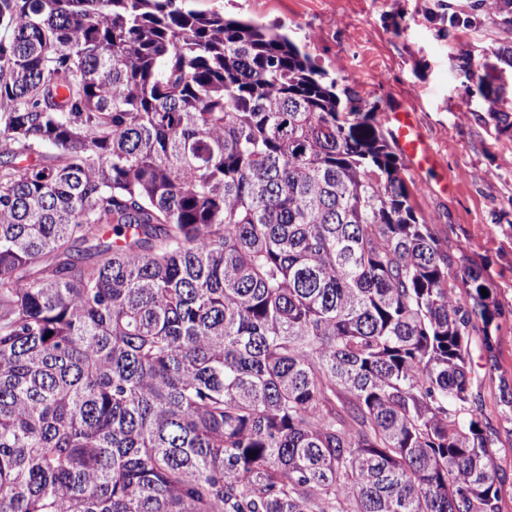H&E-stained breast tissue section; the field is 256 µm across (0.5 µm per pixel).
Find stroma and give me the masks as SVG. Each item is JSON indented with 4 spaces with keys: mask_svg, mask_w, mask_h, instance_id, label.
<instances>
[{
    "mask_svg": "<svg viewBox=\"0 0 512 512\" xmlns=\"http://www.w3.org/2000/svg\"><path fill=\"white\" fill-rule=\"evenodd\" d=\"M288 36L376 114L405 108L434 152L407 172L411 203L448 250L485 268L512 308V134L487 119L486 87L512 113V27L480 0H192Z\"/></svg>",
    "mask_w": 512,
    "mask_h": 512,
    "instance_id": "1",
    "label": "stroma"
}]
</instances>
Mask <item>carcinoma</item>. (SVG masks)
<instances>
[{
    "mask_svg": "<svg viewBox=\"0 0 512 512\" xmlns=\"http://www.w3.org/2000/svg\"><path fill=\"white\" fill-rule=\"evenodd\" d=\"M409 198L286 35L0 0V512H501L505 312ZM481 333H473L471 339V351L474 362V369L479 376L478 391L484 399L485 410L492 423L499 429L503 426L512 427L511 423L506 424L501 417L502 406H500V380L498 374H485V369L481 368L483 360H481Z\"/></svg>",
    "mask_w": 512,
    "mask_h": 512,
    "instance_id": "carcinoma-1",
    "label": "carcinoma"
}]
</instances>
